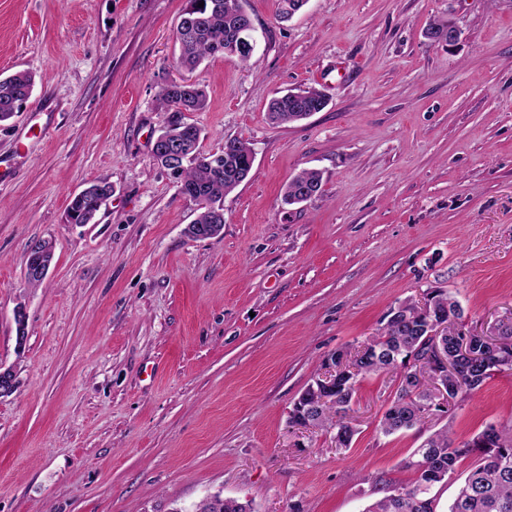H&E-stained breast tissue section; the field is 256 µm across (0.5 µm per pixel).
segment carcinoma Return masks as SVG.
I'll return each instance as SVG.
<instances>
[{
  "label": "carcinoma",
  "mask_w": 512,
  "mask_h": 512,
  "mask_svg": "<svg viewBox=\"0 0 512 512\" xmlns=\"http://www.w3.org/2000/svg\"><path fill=\"white\" fill-rule=\"evenodd\" d=\"M218 0H187L176 29L179 55L176 65L194 70L208 57L217 54L235 57L245 63L252 51L240 48L237 35L253 30L249 14L242 0H234L235 8L228 11L217 5ZM33 77L27 71L0 78V122L19 112L31 97ZM162 112L173 113V119L163 132L171 141L184 144V158L176 165V185L182 195L197 205V217L186 230L188 237L199 238L200 229L224 223V197L233 192L249 176L253 149L241 139H228L229 151L202 154L199 151L201 131L182 119L184 112H199L207 105L204 88L196 82L172 81L163 85L156 98ZM327 106L321 92L314 87L300 90L297 95L283 94L268 104L269 120L276 124H292L301 120L306 112H321ZM322 175L314 169H303L285 188L282 202L292 206L299 203V196L314 197L321 192ZM109 186L93 184L81 196L71 200L67 214L77 224H94L106 200ZM428 310L417 307L407 299L390 309L385 324L367 343V353L354 359V371L336 382V406L315 413L313 428H327L344 438L350 446L356 431L350 426L351 412L359 380L380 372L397 373V389L389 407L379 422L385 435L410 430L421 424L428 413V393L418 386V380L408 367L409 361L426 353L429 341L427 319L454 317L460 319L464 310L459 301L447 290L435 288L428 292ZM478 364L471 370V380L460 382L448 374V403L478 390L483 383L500 371L491 351H476ZM496 447L470 448L469 441H459L452 436L448 426H443L424 440L413 451L406 466L414 469L415 481L409 486H394L388 494L368 505L364 512H435V498L430 492L421 491L428 465L441 473L434 483H442L455 473V464L462 458L475 455L478 463L465 476L447 512H512V429H497Z\"/></svg>",
  "instance_id": "1"
}]
</instances>
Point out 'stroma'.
Returning a JSON list of instances; mask_svg holds the SVG:
<instances>
[{"instance_id": "35a3bbf8", "label": "stroma", "mask_w": 512, "mask_h": 512, "mask_svg": "<svg viewBox=\"0 0 512 512\" xmlns=\"http://www.w3.org/2000/svg\"><path fill=\"white\" fill-rule=\"evenodd\" d=\"M186 0H0V76L35 77L0 124V512H172L211 494L255 512H363L413 481L433 431L512 427V371L447 417L390 436L392 374L361 379L350 448L296 429L294 401L332 351L375 336L391 306L455 294L464 327L512 316V0H246L257 47L175 64ZM452 19L456 45L428 25ZM201 83L185 122L201 150L251 143L219 237L155 161L170 81ZM313 86L327 107L274 126L268 102ZM305 168L321 192L283 208ZM106 183L97 223L65 220ZM51 267L25 276L31 245ZM27 316L18 345L14 312Z\"/></svg>"}]
</instances>
